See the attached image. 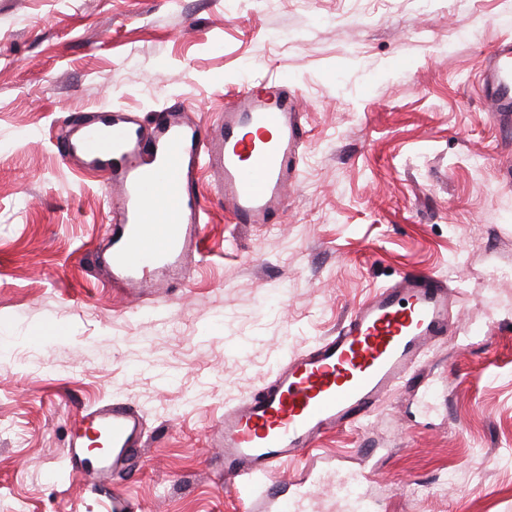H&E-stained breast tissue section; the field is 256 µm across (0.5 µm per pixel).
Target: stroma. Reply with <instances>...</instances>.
Here are the masks:
<instances>
[{"label":"stroma","instance_id":"obj_1","mask_svg":"<svg viewBox=\"0 0 512 512\" xmlns=\"http://www.w3.org/2000/svg\"><path fill=\"white\" fill-rule=\"evenodd\" d=\"M505 40L512 0H0V512H112L62 457L73 413L112 401L149 434L137 512H244L209 472L225 407L408 271L448 279L449 334L367 431L316 445L346 469L372 449L378 512H512V131L481 92ZM283 77L305 130L286 210L233 223L198 169L202 260L114 291L111 190L59 129L176 103L211 130Z\"/></svg>","mask_w":512,"mask_h":512}]
</instances>
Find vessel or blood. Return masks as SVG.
Masks as SVG:
<instances>
[{
	"label": "vessel or blood",
	"instance_id": "vessel-or-blood-1",
	"mask_svg": "<svg viewBox=\"0 0 512 512\" xmlns=\"http://www.w3.org/2000/svg\"><path fill=\"white\" fill-rule=\"evenodd\" d=\"M482 93L503 124L512 123V43H499L485 62ZM303 130L296 92L287 80L247 89L228 105L214 131L202 130L177 104L163 109L151 128L118 110L108 120L80 119L76 136L59 134L61 155L92 164L112 189L119 229L112 272L125 293L149 285L145 272L183 262L190 253L187 227L205 208L194 169H208L225 210L237 224H265L288 204ZM454 302L447 284L432 274L406 273L353 309L335 335L292 355L244 401L225 408L215 442L220 485L240 486L259 476L245 512H315L318 489L331 484L346 512H375L367 493L374 471L321 467L315 441L338 429L366 424L450 329ZM100 427L112 440V469L140 456L145 428L140 413L115 402L75 413V430ZM71 476L104 481L88 470L76 447L65 453ZM302 461L297 471L282 464Z\"/></svg>",
	"mask_w": 512,
	"mask_h": 512
}]
</instances>
